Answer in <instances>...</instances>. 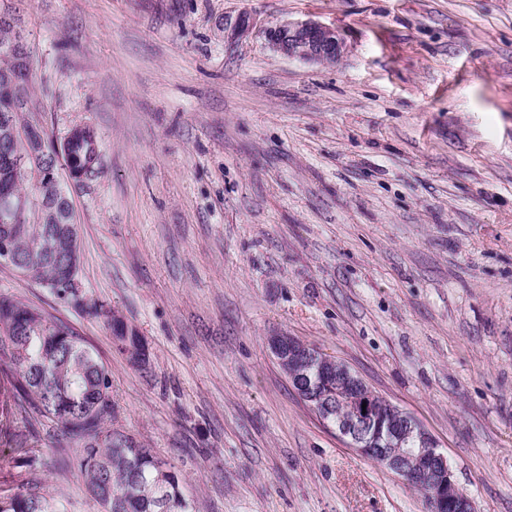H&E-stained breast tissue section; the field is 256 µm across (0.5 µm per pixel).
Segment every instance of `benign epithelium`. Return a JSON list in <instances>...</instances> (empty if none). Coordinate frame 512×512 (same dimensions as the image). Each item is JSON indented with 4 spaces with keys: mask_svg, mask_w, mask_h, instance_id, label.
Wrapping results in <instances>:
<instances>
[{
    "mask_svg": "<svg viewBox=\"0 0 512 512\" xmlns=\"http://www.w3.org/2000/svg\"><path fill=\"white\" fill-rule=\"evenodd\" d=\"M269 39L282 54L305 62L333 65L346 50L336 29L314 20L284 21L269 31ZM31 144V149L13 155L10 173L51 178L54 169L64 165L65 146H57L50 165L38 172L31 160L40 145V132H33ZM26 209L23 198L0 201L5 223ZM268 345L295 390L350 446L400 476L428 479L431 512H475L473 502L454 481L439 443L410 414L371 396L347 366L299 339L274 336Z\"/></svg>",
    "mask_w": 512,
    "mask_h": 512,
    "instance_id": "1",
    "label": "benign epithelium"
}]
</instances>
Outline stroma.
<instances>
[{"label": "stroma", "mask_w": 512, "mask_h": 512, "mask_svg": "<svg viewBox=\"0 0 512 512\" xmlns=\"http://www.w3.org/2000/svg\"><path fill=\"white\" fill-rule=\"evenodd\" d=\"M33 49L40 120L92 126L73 190L77 299L0 264V295L69 321L113 418L197 512H427L297 395L268 347L346 364L440 443L476 512H512V0H0ZM336 28L288 58L284 20ZM150 354L115 353L83 303ZM65 512H98L43 448ZM273 46L288 58L333 65L344 56L346 45L336 28L314 20L284 21L269 31ZM87 313L102 320L110 329L115 339V350L119 354L125 356L130 363L137 367L145 366L148 363V355L138 332L126 322L117 310L93 302L87 306Z\"/></svg>", "instance_id": "obj_1"}]
</instances>
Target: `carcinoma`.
<instances>
[{"label":"carcinoma","mask_w":512,"mask_h":512,"mask_svg":"<svg viewBox=\"0 0 512 512\" xmlns=\"http://www.w3.org/2000/svg\"><path fill=\"white\" fill-rule=\"evenodd\" d=\"M15 28L12 15L0 11V84L13 82L24 100L9 110L0 96V115L7 114L16 130V137L0 140V158L27 150L44 111L31 88L30 57L21 62L12 50ZM101 170L99 138L88 125L68 142L66 176L53 187L41 189L30 178L7 179L0 172V199L34 197L42 190L57 199V224L31 213L0 223V250L8 248L15 258L10 266L60 300L78 292L64 288L71 271L79 270V236L63 229L73 223L69 187L82 186ZM87 313L110 329L119 354L137 367L148 363L138 332L117 310L94 302ZM46 421L58 431L51 447L62 449L60 467L77 468L99 512H195L180 473L112 424L111 375L81 334L45 308L0 295V438L9 448L0 456V471L25 469L17 491L0 496V512H61L38 468ZM73 443L79 451L72 456L66 449Z\"/></svg>","instance_id":"cac0c4a2"}]
</instances>
